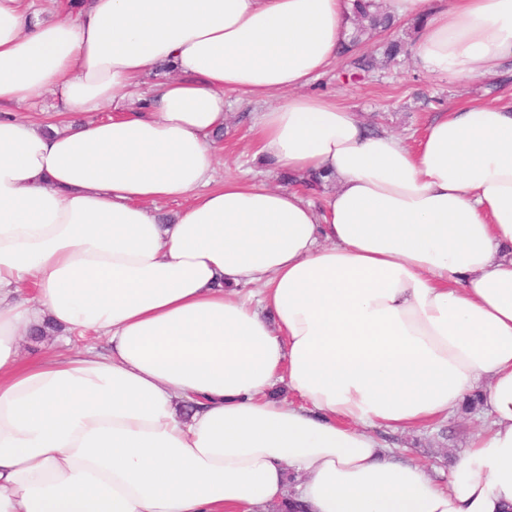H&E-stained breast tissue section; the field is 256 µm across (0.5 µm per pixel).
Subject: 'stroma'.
<instances>
[{
  "mask_svg": "<svg viewBox=\"0 0 512 512\" xmlns=\"http://www.w3.org/2000/svg\"><path fill=\"white\" fill-rule=\"evenodd\" d=\"M345 66V61H338L316 76L308 85V92L336 99L365 123L377 124L379 129L400 136L410 145L416 143L425 124L437 112L449 107L475 99L512 104V69L494 80H448L425 73L408 55L354 81L344 78ZM252 109V104L239 95H227L225 123L229 135L215 177L220 180L228 174L276 186L279 178L252 158L254 148L247 127V114ZM484 416V407L476 405L451 414L430 428L388 436L387 441L397 455L416 460L429 475L443 481L465 451L470 432Z\"/></svg>",
  "mask_w": 512,
  "mask_h": 512,
  "instance_id": "stroma-1",
  "label": "stroma"
}]
</instances>
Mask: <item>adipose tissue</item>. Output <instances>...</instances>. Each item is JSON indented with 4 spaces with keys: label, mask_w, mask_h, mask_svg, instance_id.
Here are the masks:
<instances>
[{
    "label": "adipose tissue",
    "mask_w": 512,
    "mask_h": 512,
    "mask_svg": "<svg viewBox=\"0 0 512 512\" xmlns=\"http://www.w3.org/2000/svg\"><path fill=\"white\" fill-rule=\"evenodd\" d=\"M75 2L0 0V108L60 107L0 119V512H512V107L412 148L304 93L352 0ZM386 6L428 74L512 60V0ZM230 93L320 203L215 182ZM46 325L106 347L21 361ZM473 392L487 422L447 485L395 458L383 433Z\"/></svg>",
    "instance_id": "ef3b65f1"
}]
</instances>
